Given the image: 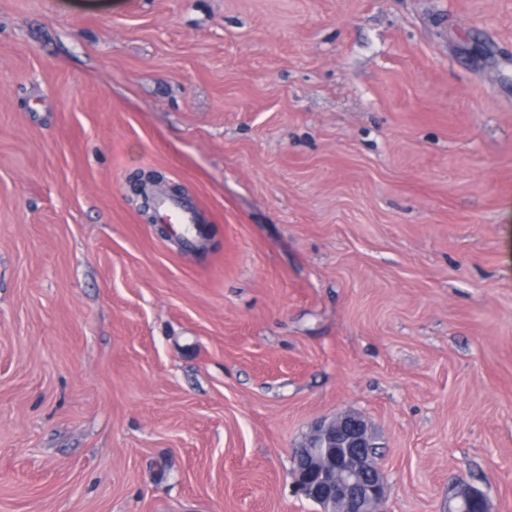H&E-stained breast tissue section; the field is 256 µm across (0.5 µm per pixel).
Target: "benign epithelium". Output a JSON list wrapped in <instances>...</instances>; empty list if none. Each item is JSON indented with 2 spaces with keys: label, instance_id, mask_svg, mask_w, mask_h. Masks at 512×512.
I'll return each instance as SVG.
<instances>
[{
  "label": "benign epithelium",
  "instance_id": "7a95c632",
  "mask_svg": "<svg viewBox=\"0 0 512 512\" xmlns=\"http://www.w3.org/2000/svg\"><path fill=\"white\" fill-rule=\"evenodd\" d=\"M291 475L298 493L320 512H383L388 493L365 421L346 413L317 423L292 450ZM491 512L485 494L466 480L448 499V512Z\"/></svg>",
  "mask_w": 512,
  "mask_h": 512
}]
</instances>
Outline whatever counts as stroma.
<instances>
[{
    "mask_svg": "<svg viewBox=\"0 0 512 512\" xmlns=\"http://www.w3.org/2000/svg\"><path fill=\"white\" fill-rule=\"evenodd\" d=\"M345 412L512 512V0H0V512H318ZM155 215L163 224L177 225V233L188 246L199 244L202 214L190 200L175 197L163 188L155 192Z\"/></svg>",
    "mask_w": 512,
    "mask_h": 512,
    "instance_id": "35a3bbf8",
    "label": "stroma"
}]
</instances>
